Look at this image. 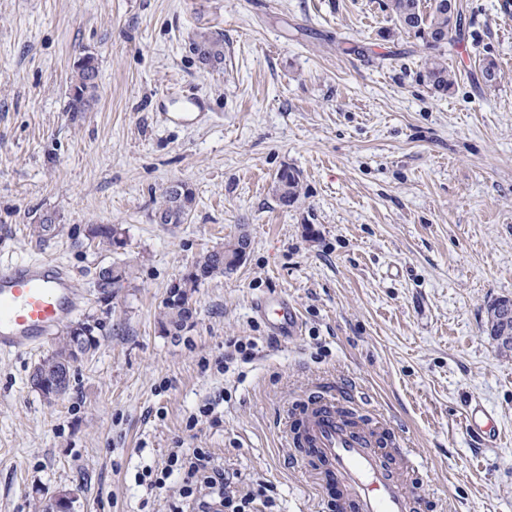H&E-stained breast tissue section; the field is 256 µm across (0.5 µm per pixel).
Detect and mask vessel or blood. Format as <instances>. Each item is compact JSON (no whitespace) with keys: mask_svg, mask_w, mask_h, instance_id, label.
Here are the masks:
<instances>
[{"mask_svg":"<svg viewBox=\"0 0 512 512\" xmlns=\"http://www.w3.org/2000/svg\"><path fill=\"white\" fill-rule=\"evenodd\" d=\"M76 276L58 261L43 258L0 265V351L26 352L44 343L81 309ZM261 311L279 333H291L297 316L285 300L264 302ZM332 393H314L284 419L283 433L305 449L313 463L338 474L343 482L342 512H422L423 499L406 486L405 448L383 444L390 430L380 415L350 420L336 410ZM496 419L483 406L470 404L465 426L472 437L495 434Z\"/></svg>","mask_w":512,"mask_h":512,"instance_id":"b4317fda","label":"vessel or blood"}]
</instances>
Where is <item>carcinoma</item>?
<instances>
[{"mask_svg": "<svg viewBox=\"0 0 512 512\" xmlns=\"http://www.w3.org/2000/svg\"><path fill=\"white\" fill-rule=\"evenodd\" d=\"M386 7L393 15L399 30L419 39L429 50L430 56L420 74L422 82L430 89L446 93L454 86V75L448 64L442 60L446 49L453 45V32L457 31L463 12L461 0H432L429 10H423L421 0H387ZM194 52L203 62L218 66L224 61V41L211 33H201L192 41ZM99 76V67L90 62L75 65V80L71 86L67 110L83 112L94 98L97 84L93 79ZM300 176L293 169L282 170L275 182V193L283 206L293 203L300 195ZM193 192L186 188L181 198H176L170 189H165L161 201L156 207L154 217L162 218L164 224H183L193 209ZM100 243L117 245L120 239L112 226L100 225L92 230ZM247 237L241 233L219 249L202 254L192 268L182 275L180 282L169 286L167 297L160 308L159 326L167 335L178 336L193 317L194 294L207 279L229 273L237 267L239 240ZM133 276L125 265H110L99 271L96 288L103 299L112 297V289L120 288ZM98 323L85 319L67 328L65 336L53 352L42 360L33 370L45 383L46 394L43 398L50 401V393L67 391L70 384V372L79 356L96 350L98 340L95 329Z\"/></svg>", "mask_w": 512, "mask_h": 512, "instance_id": "1", "label": "carcinoma"}]
</instances>
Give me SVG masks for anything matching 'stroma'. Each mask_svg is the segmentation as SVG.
Here are the masks:
<instances>
[{
	"label": "stroma",
	"mask_w": 512,
	"mask_h": 512,
	"mask_svg": "<svg viewBox=\"0 0 512 512\" xmlns=\"http://www.w3.org/2000/svg\"><path fill=\"white\" fill-rule=\"evenodd\" d=\"M463 2L442 95L385 0H0V260L67 265L82 317L102 324L53 402L30 376L54 340L0 354V512L63 490L72 512H170L181 475L161 490L136 475L173 448L209 449L236 485L271 483L272 512H337L340 483L317 481L277 426L321 387L391 420L425 512H512V355L485 331L488 306L512 298V14ZM203 32L222 34V68L190 50ZM87 53L97 98L71 112ZM285 168L301 180L288 206ZM175 181L194 208L156 223ZM46 213L41 240L30 226ZM97 225L121 245L91 244ZM243 231V262L199 288L181 335L162 333L169 284ZM113 263L133 280L105 302L95 281ZM269 296L296 310L294 335L256 315ZM221 359L224 374L202 372ZM217 396L222 423L187 429ZM474 400L496 415L493 444L464 427ZM300 176L296 170H282L275 182V193L281 205L288 206L300 195Z\"/></svg>",
	"instance_id": "stroma-1"
}]
</instances>
